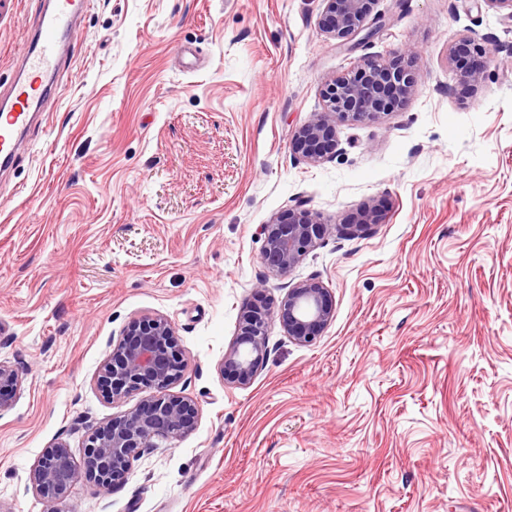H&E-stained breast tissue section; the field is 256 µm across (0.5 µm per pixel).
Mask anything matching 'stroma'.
Here are the masks:
<instances>
[{
	"label": "stroma",
	"mask_w": 512,
	"mask_h": 512,
	"mask_svg": "<svg viewBox=\"0 0 512 512\" xmlns=\"http://www.w3.org/2000/svg\"><path fill=\"white\" fill-rule=\"evenodd\" d=\"M39 0L0 19L9 80ZM323 0H89L65 91L0 171V360L22 382L0 411V512H512V19L475 0H376L383 25L348 47ZM487 37L459 98L449 44ZM409 45L413 94L337 124L335 157L294 154L320 85ZM330 220L287 274L260 229L296 203ZM380 218L342 223L365 204ZM316 279L334 317L308 344L267 325L249 384L224 353L243 307ZM163 316L184 360L171 394L193 429L141 452L105 492L46 503L30 473L58 444L152 396L108 397L123 329Z\"/></svg>",
	"instance_id": "1"
}]
</instances>
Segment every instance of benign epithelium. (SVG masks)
<instances>
[{
  "label": "benign epithelium",
  "mask_w": 512,
  "mask_h": 512,
  "mask_svg": "<svg viewBox=\"0 0 512 512\" xmlns=\"http://www.w3.org/2000/svg\"><path fill=\"white\" fill-rule=\"evenodd\" d=\"M320 15L321 31L355 45L368 42L381 26L372 16L374 0H324ZM491 49L487 38L475 33L461 36L448 48V60L455 76L454 91L461 98L475 94L485 80ZM411 46H403L386 58L364 57L348 71L326 79L320 88L323 110L298 128L292 148L303 160L316 164L336 156V121H371L400 108L415 86ZM377 210L364 209L360 221L344 225L351 232H362L375 223ZM330 224L298 204L262 225V260L272 270L286 273L323 239ZM278 316L297 343H310L331 322L334 310L328 288L314 279L288 288L275 312L259 307L243 310L233 344L224 353V379L247 385L268 355L266 328ZM182 372L178 338L171 323L154 317L130 323L124 338L103 364L98 382L109 396H118L139 386L155 389L130 414L94 429L87 437L83 468L77 469L70 451L62 444L47 448L34 465L30 482L47 503L68 493L83 479L102 490L123 478L143 448L156 438L177 440L192 430L195 410L180 396L167 393ZM19 375L13 365L0 361V409L17 390Z\"/></svg>",
  "instance_id": "1"
}]
</instances>
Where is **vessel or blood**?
Returning <instances> with one entry per match:
<instances>
[{"label":"vessel or blood","mask_w":512,"mask_h":512,"mask_svg":"<svg viewBox=\"0 0 512 512\" xmlns=\"http://www.w3.org/2000/svg\"><path fill=\"white\" fill-rule=\"evenodd\" d=\"M85 0H45L26 30V50L17 59L10 86L0 90V165H11L24 131L34 124L45 99L60 87L62 72L82 38Z\"/></svg>","instance_id":"vessel-or-blood-1"}]
</instances>
